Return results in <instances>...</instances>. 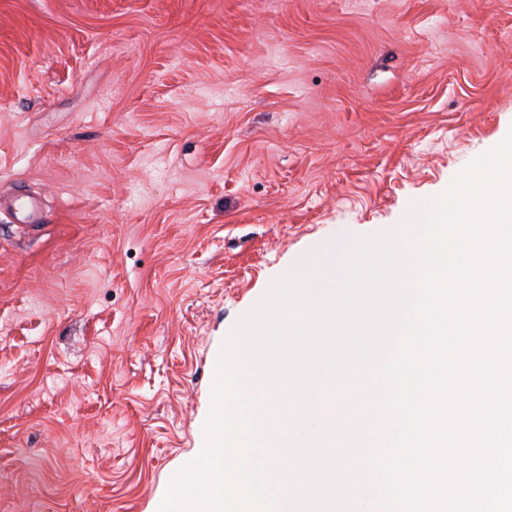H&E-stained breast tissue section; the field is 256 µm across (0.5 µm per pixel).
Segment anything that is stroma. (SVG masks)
<instances>
[{
	"label": "stroma",
	"instance_id": "1",
	"mask_svg": "<svg viewBox=\"0 0 512 512\" xmlns=\"http://www.w3.org/2000/svg\"><path fill=\"white\" fill-rule=\"evenodd\" d=\"M512 134V0H0V512H157L275 277Z\"/></svg>",
	"mask_w": 512,
	"mask_h": 512
}]
</instances>
